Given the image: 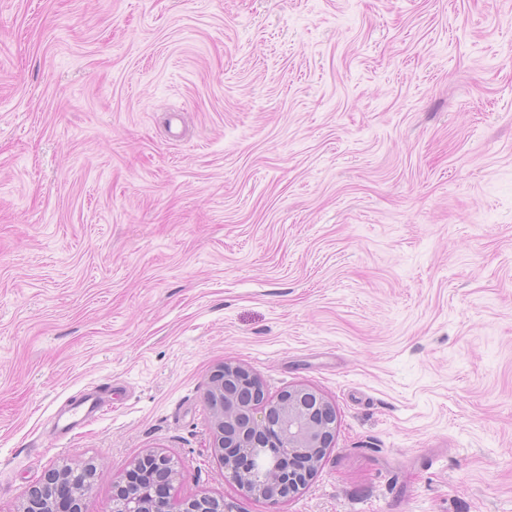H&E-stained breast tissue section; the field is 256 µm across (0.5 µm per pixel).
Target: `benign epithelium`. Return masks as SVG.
<instances>
[{"instance_id":"benign-epithelium-1","label":"benign epithelium","mask_w":512,"mask_h":512,"mask_svg":"<svg viewBox=\"0 0 512 512\" xmlns=\"http://www.w3.org/2000/svg\"><path fill=\"white\" fill-rule=\"evenodd\" d=\"M205 400L213 454L249 497L276 504L299 493L335 439V407L314 388L299 384L270 400L258 377L240 364L225 362L213 372ZM145 468L155 481L150 497L139 489ZM180 475L168 456L147 451L113 484L112 512H230L224 499L206 495L173 502L171 488ZM99 476L93 462L50 470L19 512H83L84 496Z\"/></svg>"}]
</instances>
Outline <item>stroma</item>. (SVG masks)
Wrapping results in <instances>:
<instances>
[{"label":"stroma","mask_w":512,"mask_h":512,"mask_svg":"<svg viewBox=\"0 0 512 512\" xmlns=\"http://www.w3.org/2000/svg\"><path fill=\"white\" fill-rule=\"evenodd\" d=\"M227 361L336 408L278 507ZM148 448L232 512H512V0H0V512ZM101 401L102 399L100 395L95 392L84 395L82 400L72 408L71 414L68 418L58 420L57 429L59 433L61 435H67L76 428L80 421L95 416L98 412Z\"/></svg>","instance_id":"obj_1"}]
</instances>
